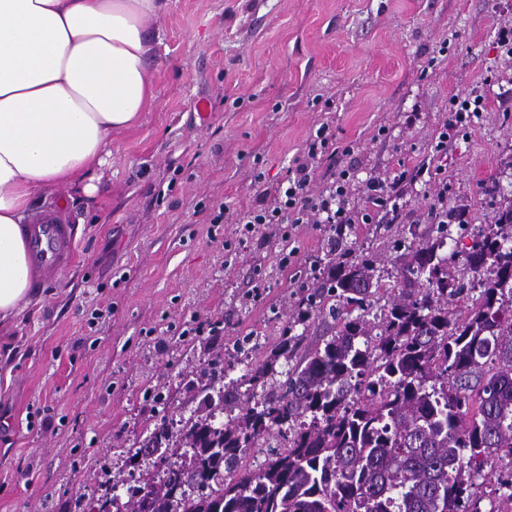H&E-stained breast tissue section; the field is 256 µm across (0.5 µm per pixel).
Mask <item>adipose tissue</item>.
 <instances>
[{"label":"adipose tissue","mask_w":512,"mask_h":512,"mask_svg":"<svg viewBox=\"0 0 512 512\" xmlns=\"http://www.w3.org/2000/svg\"><path fill=\"white\" fill-rule=\"evenodd\" d=\"M169 0H0V326L29 301L33 201L92 195L102 153L155 98L150 20Z\"/></svg>","instance_id":"adipose-tissue-1"}]
</instances>
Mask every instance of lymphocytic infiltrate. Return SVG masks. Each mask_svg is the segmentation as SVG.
Returning a JSON list of instances; mask_svg holds the SVG:
<instances>
[{"mask_svg": "<svg viewBox=\"0 0 512 512\" xmlns=\"http://www.w3.org/2000/svg\"><path fill=\"white\" fill-rule=\"evenodd\" d=\"M451 116L437 137L435 151H442L459 128L470 123L484 109V98L479 94L455 96L451 101ZM333 145L329 126H320L308 140L301 156L289 168L287 177L273 188L264 189V198L249 208L241 218L245 232H253L258 224H326L331 231H341L347 224H369L379 212L397 206L401 198L400 185L405 173L389 179L370 178L365 183L364 206L352 202L349 186L354 179L351 170H340L330 186L314 193L310 185L325 156Z\"/></svg>", "mask_w": 512, "mask_h": 512, "instance_id": "lymphocytic-infiltrate-1", "label": "lymphocytic infiltrate"}]
</instances>
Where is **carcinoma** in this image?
<instances>
[{
    "instance_id": "1",
    "label": "carcinoma",
    "mask_w": 512,
    "mask_h": 512,
    "mask_svg": "<svg viewBox=\"0 0 512 512\" xmlns=\"http://www.w3.org/2000/svg\"><path fill=\"white\" fill-rule=\"evenodd\" d=\"M471 238L468 282L448 271L450 224L396 244L395 295L377 323L372 258L331 266L298 320L331 301L334 334L296 362L302 336L286 326L247 372L276 393L225 423L216 414L237 400L236 381L211 375L200 413L176 431L162 420L126 450L156 473L116 512H481L484 464L512 457V206ZM476 288L467 317L451 318ZM276 434L287 446L242 469Z\"/></svg>"
}]
</instances>
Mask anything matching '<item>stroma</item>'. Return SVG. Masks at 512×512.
<instances>
[{"instance_id": "obj_1", "label": "stroma", "mask_w": 512, "mask_h": 512, "mask_svg": "<svg viewBox=\"0 0 512 512\" xmlns=\"http://www.w3.org/2000/svg\"><path fill=\"white\" fill-rule=\"evenodd\" d=\"M499 23L512 26V0H170L150 23L156 99L113 136L96 192L36 202H66L75 261L0 327V512H83L109 487L125 494L146 472L126 449L197 411L217 358L246 400L247 370L286 326L302 354L330 335L332 319L296 322L332 261L329 226L235 225L320 123L357 180L428 169L399 210L340 241L348 260L376 262L372 314L393 299L394 243L425 229L436 200L473 231L512 206ZM470 92L485 112L434 152L451 98ZM219 204L225 223H209Z\"/></svg>"}]
</instances>
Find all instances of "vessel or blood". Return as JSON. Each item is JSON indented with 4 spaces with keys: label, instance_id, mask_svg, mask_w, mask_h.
Listing matches in <instances>:
<instances>
[{
    "label": "vessel or blood",
    "instance_id": "vessel-or-blood-1",
    "mask_svg": "<svg viewBox=\"0 0 512 512\" xmlns=\"http://www.w3.org/2000/svg\"><path fill=\"white\" fill-rule=\"evenodd\" d=\"M27 243L39 276L58 273L73 259V234L59 206H50L32 217L27 224Z\"/></svg>",
    "mask_w": 512,
    "mask_h": 512
}]
</instances>
